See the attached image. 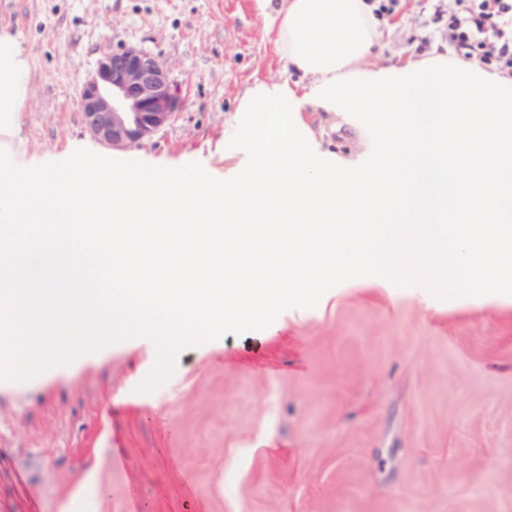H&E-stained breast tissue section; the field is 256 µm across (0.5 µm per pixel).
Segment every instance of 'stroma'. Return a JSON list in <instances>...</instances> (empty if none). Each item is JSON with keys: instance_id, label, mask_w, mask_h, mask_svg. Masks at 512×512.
I'll use <instances>...</instances> for the list:
<instances>
[{"instance_id": "1", "label": "stroma", "mask_w": 512, "mask_h": 512, "mask_svg": "<svg viewBox=\"0 0 512 512\" xmlns=\"http://www.w3.org/2000/svg\"><path fill=\"white\" fill-rule=\"evenodd\" d=\"M384 55L447 41L432 0L384 14ZM34 93L9 141L20 161L76 148L79 89L123 47L159 55L172 122L124 157L223 180L254 79L298 80L257 0H0ZM319 154L371 166L358 113L303 115ZM95 472L93 502L76 494ZM512 512V288L490 298L352 270L315 304L286 302L159 353L115 336L47 376L0 374V512Z\"/></svg>"}]
</instances>
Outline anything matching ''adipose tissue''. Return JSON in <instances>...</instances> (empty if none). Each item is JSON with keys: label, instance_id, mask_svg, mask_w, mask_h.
<instances>
[{"label": "adipose tissue", "instance_id": "obj_1", "mask_svg": "<svg viewBox=\"0 0 512 512\" xmlns=\"http://www.w3.org/2000/svg\"><path fill=\"white\" fill-rule=\"evenodd\" d=\"M301 82L254 80L235 132L250 159L228 183L77 152L63 169L0 148V346L29 369L135 333L165 347L288 299L315 302L363 262L378 278L498 293L512 282V77L443 45L380 58L373 0H258ZM34 86L19 35L0 32V134ZM359 112L379 136L371 169L337 172L300 115ZM448 245V261L428 251ZM52 300L27 298L32 270Z\"/></svg>", "mask_w": 512, "mask_h": 512}]
</instances>
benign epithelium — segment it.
<instances>
[{"label":"benign epithelium","mask_w":512,"mask_h":512,"mask_svg":"<svg viewBox=\"0 0 512 512\" xmlns=\"http://www.w3.org/2000/svg\"><path fill=\"white\" fill-rule=\"evenodd\" d=\"M86 131L114 150L143 144L170 123L176 101L157 55L129 47L101 57L80 89Z\"/></svg>","instance_id":"obj_1"}]
</instances>
